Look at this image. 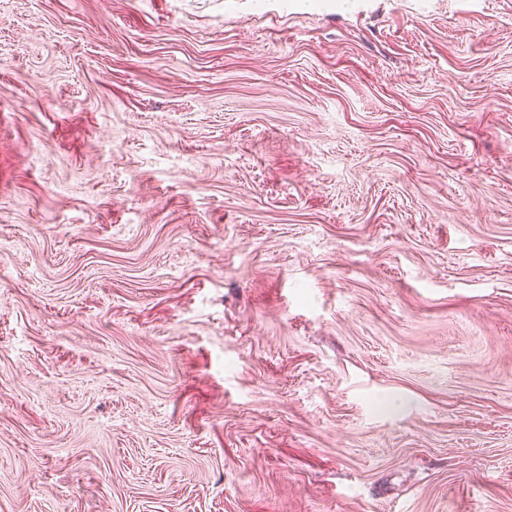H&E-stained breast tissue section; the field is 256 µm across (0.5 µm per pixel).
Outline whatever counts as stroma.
<instances>
[{"label":"stroma","instance_id":"stroma-1","mask_svg":"<svg viewBox=\"0 0 512 512\" xmlns=\"http://www.w3.org/2000/svg\"><path fill=\"white\" fill-rule=\"evenodd\" d=\"M0 512H512V0H0Z\"/></svg>","mask_w":512,"mask_h":512}]
</instances>
